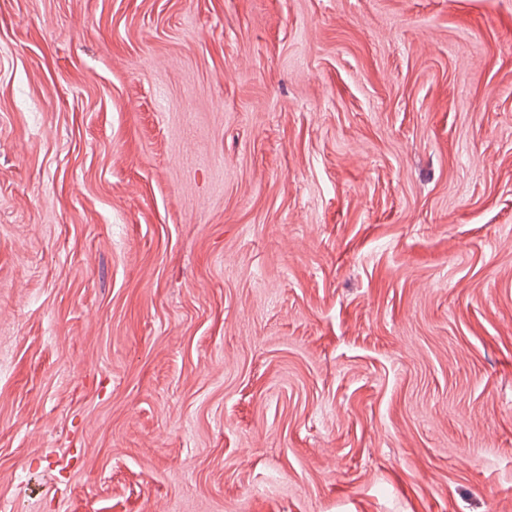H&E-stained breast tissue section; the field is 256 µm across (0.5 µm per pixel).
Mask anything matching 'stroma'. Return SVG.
<instances>
[{
	"mask_svg": "<svg viewBox=\"0 0 512 512\" xmlns=\"http://www.w3.org/2000/svg\"><path fill=\"white\" fill-rule=\"evenodd\" d=\"M0 512H512V0H0Z\"/></svg>",
	"mask_w": 512,
	"mask_h": 512,
	"instance_id": "35a3bbf8",
	"label": "stroma"
}]
</instances>
